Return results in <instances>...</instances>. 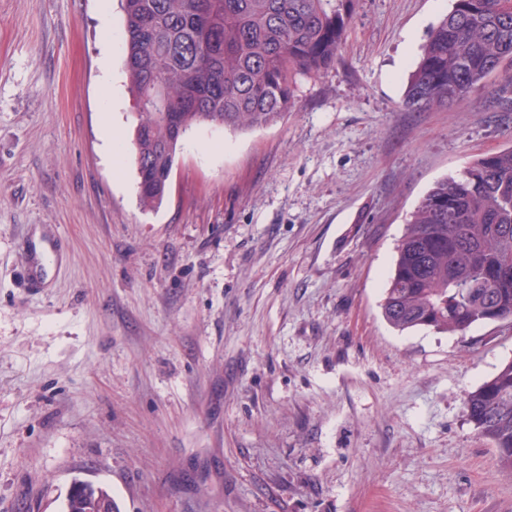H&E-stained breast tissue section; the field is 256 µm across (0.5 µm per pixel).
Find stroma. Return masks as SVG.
I'll return each instance as SVG.
<instances>
[{
  "instance_id": "35a3bbf8",
  "label": "stroma",
  "mask_w": 512,
  "mask_h": 512,
  "mask_svg": "<svg viewBox=\"0 0 512 512\" xmlns=\"http://www.w3.org/2000/svg\"><path fill=\"white\" fill-rule=\"evenodd\" d=\"M452 6L354 0L294 108L193 128L146 210L119 0H0V512H61L76 479L121 512H512L464 411L512 323L381 307L426 192L512 145L499 75L404 104Z\"/></svg>"
}]
</instances>
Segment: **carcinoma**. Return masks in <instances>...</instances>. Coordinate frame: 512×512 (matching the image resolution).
Masks as SVG:
<instances>
[{"mask_svg":"<svg viewBox=\"0 0 512 512\" xmlns=\"http://www.w3.org/2000/svg\"><path fill=\"white\" fill-rule=\"evenodd\" d=\"M124 67L135 108L132 144L144 209L161 205L175 154L173 128L276 122L298 82L328 70L353 0H120ZM512 106V0H454L406 85L404 104L444 106L486 87ZM170 114L166 122L160 114ZM512 146L441 180L415 207L396 247L382 313L395 329L462 336L512 320ZM467 420L512 471V361L466 396ZM63 512H120L104 487L74 480Z\"/></svg>","mask_w":512,"mask_h":512,"instance_id":"cac0c4a2","label":"carcinoma"}]
</instances>
